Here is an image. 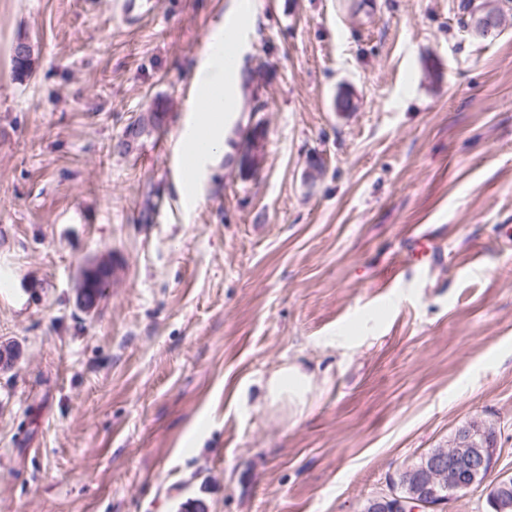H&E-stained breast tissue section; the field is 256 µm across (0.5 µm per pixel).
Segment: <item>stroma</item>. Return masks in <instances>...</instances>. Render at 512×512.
Here are the masks:
<instances>
[{"label": "stroma", "instance_id": "stroma-1", "mask_svg": "<svg viewBox=\"0 0 512 512\" xmlns=\"http://www.w3.org/2000/svg\"><path fill=\"white\" fill-rule=\"evenodd\" d=\"M157 2L0 0V512H361L473 421L512 477V20L255 0L227 150L184 196L192 81L237 0ZM406 224L445 227L408 284ZM288 364L316 380L296 418L262 400ZM502 14L486 3L485 6L477 10L472 17V31L484 38L492 37L497 34L503 25ZM85 273L82 270L81 274L84 273L83 276H80L77 282V301L78 303L84 307H92L95 304L96 296L92 295L89 298V288L91 287L92 281H102L106 280L109 284L112 282V266L106 262H92L86 265Z\"/></svg>", "mask_w": 512, "mask_h": 512}]
</instances>
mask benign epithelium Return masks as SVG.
I'll list each match as a JSON object with an SVG mask.
<instances>
[{
  "instance_id": "obj_1",
  "label": "benign epithelium",
  "mask_w": 512,
  "mask_h": 512,
  "mask_svg": "<svg viewBox=\"0 0 512 512\" xmlns=\"http://www.w3.org/2000/svg\"><path fill=\"white\" fill-rule=\"evenodd\" d=\"M502 14L490 4L477 10L472 17V31L484 38L497 34L503 25ZM112 282V266L106 262H92L77 282V301L88 308L95 304L96 296L89 295L91 282ZM495 449L489 447L485 438H477L475 427L466 423L458 428L457 440L443 453L431 455L423 465L418 480L425 488L434 491L429 495L402 497L395 487L366 504V508H390L393 512H435L447 503V499L437 493L439 486L448 488V494L455 496L463 490L483 487L485 492H493L491 503L495 512H512V478L492 477Z\"/></svg>"
}]
</instances>
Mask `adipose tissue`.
<instances>
[{
    "instance_id": "obj_1",
    "label": "adipose tissue",
    "mask_w": 512,
    "mask_h": 512,
    "mask_svg": "<svg viewBox=\"0 0 512 512\" xmlns=\"http://www.w3.org/2000/svg\"><path fill=\"white\" fill-rule=\"evenodd\" d=\"M215 41L199 66L202 78L193 90L200 103L192 116L188 133L178 140V150L182 153L197 154L202 158H212L224 153L225 130L223 122L214 121V113L224 110L225 97L234 95V87L224 80V30L216 28ZM314 389L313 375L299 366L286 365L274 371L265 383L264 400L269 405L287 404L292 414L303 413L309 396Z\"/></svg>"
}]
</instances>
